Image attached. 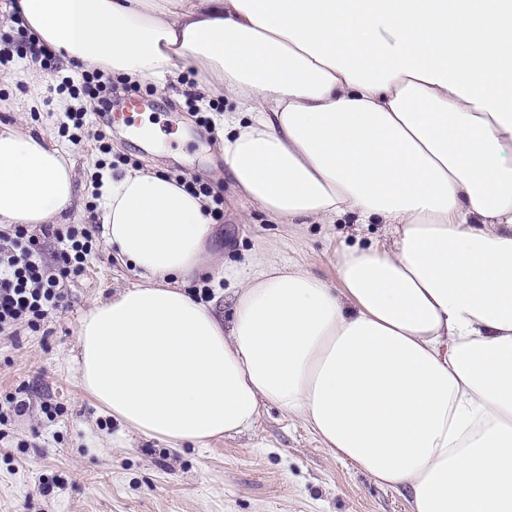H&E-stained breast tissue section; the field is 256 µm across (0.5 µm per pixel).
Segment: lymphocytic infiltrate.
<instances>
[{"instance_id": "lymphocytic-infiltrate-1", "label": "lymphocytic infiltrate", "mask_w": 512, "mask_h": 512, "mask_svg": "<svg viewBox=\"0 0 512 512\" xmlns=\"http://www.w3.org/2000/svg\"><path fill=\"white\" fill-rule=\"evenodd\" d=\"M11 42L13 54L5 62L37 65L49 73H61L60 62L43 50L26 28H19ZM117 80L112 75L93 70H75L63 76L62 88L73 97H85L95 102V112L106 117L112 109V95ZM44 237L54 238L56 268H48L40 244L26 224H9L0 229V333H16L20 325L36 326L64 300L61 281L84 272L85 263L93 250V239L87 225L74 224L59 230L46 224Z\"/></svg>"}]
</instances>
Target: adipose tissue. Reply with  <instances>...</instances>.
Returning a JSON list of instances; mask_svg holds the SVG:
<instances>
[{"label":"adipose tissue","mask_w":512,"mask_h":512,"mask_svg":"<svg viewBox=\"0 0 512 512\" xmlns=\"http://www.w3.org/2000/svg\"><path fill=\"white\" fill-rule=\"evenodd\" d=\"M65 62L152 82L193 73L241 198L281 224L345 215L390 244L202 270L209 201L168 176L95 170L102 238L140 282L82 317L77 374L126 429L177 448L249 430L263 404L408 512H512V0H0ZM18 112L73 102L29 76ZM74 163L0 124V224H58Z\"/></svg>","instance_id":"ef3b65f1"}]
</instances>
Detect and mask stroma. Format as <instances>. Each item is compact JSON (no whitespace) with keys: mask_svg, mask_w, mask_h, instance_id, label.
<instances>
[{"mask_svg":"<svg viewBox=\"0 0 512 512\" xmlns=\"http://www.w3.org/2000/svg\"><path fill=\"white\" fill-rule=\"evenodd\" d=\"M21 90L0 82V123L19 121L68 149L79 176L107 160L171 176L206 177L223 164L219 129L200 126L185 104L189 85L152 93V109L140 115L149 136L109 129L107 156L98 150L95 117H88L80 144H72L58 133L59 113L13 112ZM390 239L389 225L351 216L338 224H275L228 185L224 220L212 225L207 242L208 262L184 289L211 288L213 310L223 319L236 290L224 269L252 263L259 250L334 285L337 250ZM136 281L98 243L83 274L64 280L61 308L37 329L0 334V401L16 396L29 404L25 415L0 425V512H407L404 495L330 456L302 418L273 405L254 428L204 448H172L124 429L80 385L77 330L95 303Z\"/></svg>","mask_w":512,"mask_h":512,"instance_id":"35a3bbf8","label":"stroma"}]
</instances>
